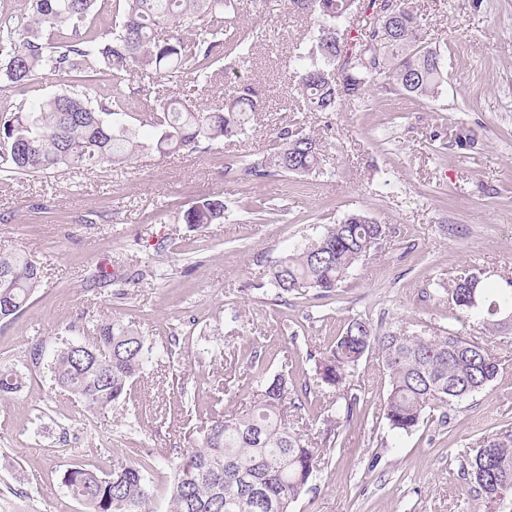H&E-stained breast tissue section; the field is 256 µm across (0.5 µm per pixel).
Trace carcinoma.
I'll return each mask as SVG.
<instances>
[{
	"mask_svg": "<svg viewBox=\"0 0 512 512\" xmlns=\"http://www.w3.org/2000/svg\"><path fill=\"white\" fill-rule=\"evenodd\" d=\"M313 15L308 47L291 56L296 92L303 110L337 112L345 101L361 98L372 86L393 85L416 98H434L447 80L441 55L419 45L420 22L413 7L397 3L387 32L385 59L369 50L377 33L352 35L344 23L354 12L373 8L363 0H294ZM99 0H29L22 22L0 23V82L27 84L40 71L64 77L113 80L112 98L90 97L74 84L63 94L44 97L0 118V177L52 171L92 172L130 162L154 151L196 152L219 140L247 132L248 114L258 108L253 86L239 84L222 106H203L156 91L141 124L152 129L146 141L112 115L126 112L122 89L135 75L143 85L187 79L197 87L211 83L214 72L236 70L245 62L252 37L229 34L239 0H113L114 26L98 28L93 19ZM348 70L344 83L333 74L340 61ZM323 158L316 138L289 127L275 136L274 147L248 163L244 176L261 180L318 173ZM224 198H203L179 210L181 221L196 230L224 223ZM383 225L361 212L348 214L316 239L285 252L270 267V286L286 303L312 292L330 297L349 272L381 239ZM43 267L25 253L0 254V319L18 315L42 282ZM475 274L456 277L444 289L452 314L477 321L489 332L506 329L498 310L512 309V276L477 288L480 306H468ZM150 348L130 325L99 319L87 339L65 343L53 358L56 387L79 399L92 413L126 400L143 372ZM371 356L389 379L381 420L394 436L413 434L432 411L487 388L499 373L498 359L484 345L455 331L409 334L399 326L375 329L352 318L315 358L316 381L343 393L324 419L316 443L295 432L284 415L285 402L304 409L309 384L297 387L286 373L252 376L256 397L235 415L210 406L198 446L175 465L168 512H293L313 490L324 447L334 427L351 421L360 398L345 392L346 378ZM24 378L0 367V397L21 390ZM142 462H118L107 473L72 464L61 483L84 512H150L151 489ZM464 478L487 502L512 489V430L485 436L467 461Z\"/></svg>",
	"mask_w": 512,
	"mask_h": 512,
	"instance_id": "1",
	"label": "carcinoma"
}]
</instances>
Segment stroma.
Returning <instances> with one entry per match:
<instances>
[{"mask_svg": "<svg viewBox=\"0 0 512 512\" xmlns=\"http://www.w3.org/2000/svg\"><path fill=\"white\" fill-rule=\"evenodd\" d=\"M413 6L422 42L444 54L448 82L436 98L372 87L337 112L299 110L288 61L307 42L309 19L287 0H241L237 31L271 36L198 96L219 106L236 80L251 84L260 110L249 136L155 153L145 167L0 179V250L43 264L30 304L0 320V365L25 379L17 396L0 399V512H83L61 471L74 461L107 471L119 458L148 460L151 507L167 512L202 407L245 409L260 368L311 382L308 406L288 420L315 434L335 392L313 384V356L353 317L459 332L486 344L500 372L456 402L447 423L430 419L398 441L378 418L388 381L374 359L362 360L346 380L359 409L337 428L316 488L293 512H512V498L487 503L462 476L485 435L512 429V332L485 333L433 298L467 272L512 275V0ZM65 87L39 73L0 90V115ZM284 126L324 143L320 173L240 179L237 168L269 151ZM462 131L473 144L459 143ZM210 195L223 196L224 223L192 231L178 221L180 206ZM355 211L385 236L336 294L277 300L274 261ZM100 318L132 324L152 349L130 400L101 414L56 388L51 372L61 342L85 340Z\"/></svg>", "mask_w": 512, "mask_h": 512, "instance_id": "35a3bbf8", "label": "stroma"}]
</instances>
